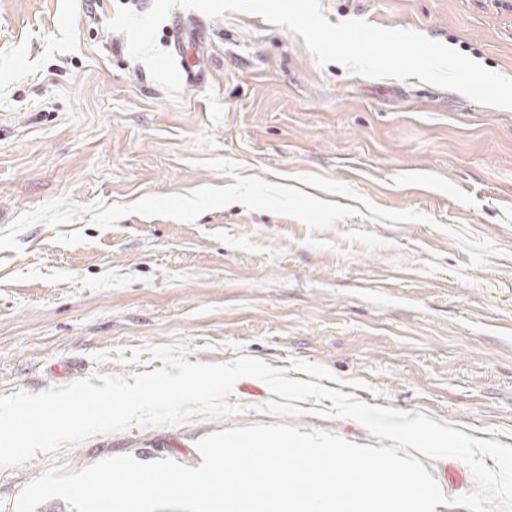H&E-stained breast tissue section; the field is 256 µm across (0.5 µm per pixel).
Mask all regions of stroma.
Instances as JSON below:
<instances>
[{
    "label": "stroma",
    "instance_id": "obj_1",
    "mask_svg": "<svg viewBox=\"0 0 512 512\" xmlns=\"http://www.w3.org/2000/svg\"><path fill=\"white\" fill-rule=\"evenodd\" d=\"M421 33L512 77V0H321ZM152 0H0V395L93 374L251 356L287 378L419 411L512 446V109L410 77L318 66L262 16L173 8L202 81L171 101L118 8ZM239 379L240 413L194 414L63 443L0 465V512L48 469L126 454L188 468L196 443L284 423L374 447L330 400L266 411ZM447 504L474 488L455 458L423 457Z\"/></svg>",
    "mask_w": 512,
    "mask_h": 512
}]
</instances>
